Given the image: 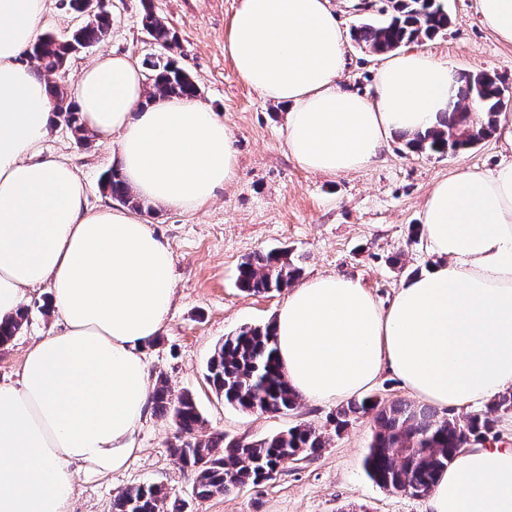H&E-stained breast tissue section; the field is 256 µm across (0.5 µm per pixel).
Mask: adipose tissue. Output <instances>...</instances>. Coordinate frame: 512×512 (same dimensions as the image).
<instances>
[{
	"label": "adipose tissue",
	"mask_w": 512,
	"mask_h": 512,
	"mask_svg": "<svg viewBox=\"0 0 512 512\" xmlns=\"http://www.w3.org/2000/svg\"><path fill=\"white\" fill-rule=\"evenodd\" d=\"M49 0H0V320L48 284L61 323L0 384V512H69L76 468L121 469L147 412L142 350L174 299L173 255L123 207L91 210L77 169L39 158L56 123L50 82L28 50ZM346 36L330 0H239L224 51L239 78L286 110L285 144L302 169L336 176L372 165L393 133L435 128L455 95L448 59L393 53L374 90L341 87ZM73 101L84 128L115 145L139 197L192 212L236 173L235 137L194 98L148 99L145 75L109 53L81 71ZM421 234L433 263L387 308L343 275L292 288L272 328L289 385L314 402L343 401L391 371L440 408L512 390V161L438 181ZM429 512H512V447L459 450Z\"/></svg>",
	"instance_id": "obj_1"
}]
</instances>
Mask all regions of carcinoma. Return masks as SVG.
Segmentation results:
<instances>
[{
	"instance_id": "cac0c4a2",
	"label": "carcinoma",
	"mask_w": 512,
	"mask_h": 512,
	"mask_svg": "<svg viewBox=\"0 0 512 512\" xmlns=\"http://www.w3.org/2000/svg\"><path fill=\"white\" fill-rule=\"evenodd\" d=\"M449 18L436 0H394L390 17L381 24L365 23L356 28L354 41L375 53L391 52L406 43H424L448 28ZM147 34L157 43L171 49L176 35L161 18L147 10L142 17ZM112 18L102 17L73 31L64 40L52 33L42 35L29 52L47 73L66 69L78 47H91L111 30ZM150 97L181 95L196 97L200 89L189 72L169 57L164 62L145 61ZM457 99L440 126L416 134L408 142L409 149L427 155L457 156L471 149L475 142L463 138L472 128L482 137L496 130V115L503 107L508 92L503 83L485 72H461L457 76ZM53 96L65 104L56 113L79 146L89 140L73 103L65 89L53 86ZM478 100L485 104V118L462 110V103ZM105 189L116 201L139 212L150 209L138 200L124 184L120 170L110 171ZM301 277V268L287 250L255 252L238 266L239 288L251 294L268 293L287 288ZM27 319L20 310L0 327V344L11 340ZM207 377L216 394L224 402L250 412L283 413L297 408L300 396L283 377L276 356L272 325L246 326L215 345L207 362ZM156 415L171 421L177 428V442L171 455L192 476L196 497L207 499L237 488L258 485L270 473L287 462L315 457L326 447V432L311 424H299L258 440L237 439L216 431L198 436L204 418L193 396L184 392L173 395L163 377H158L149 396ZM512 409V392L495 397L485 408L473 412L461 425L451 413H439L429 405L405 401L386 403L375 396L353 397L329 416L327 423L334 432L345 429L352 419L373 415L376 431L363 458V468L374 483L415 496L430 492L438 475L451 463L460 448L485 443L494 433L496 420L492 413ZM112 512H180L179 505L162 486L130 487L116 496Z\"/></svg>"
}]
</instances>
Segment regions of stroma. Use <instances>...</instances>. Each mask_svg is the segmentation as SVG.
I'll return each mask as SVG.
<instances>
[{
  "label": "stroma",
  "mask_w": 512,
  "mask_h": 512,
  "mask_svg": "<svg viewBox=\"0 0 512 512\" xmlns=\"http://www.w3.org/2000/svg\"><path fill=\"white\" fill-rule=\"evenodd\" d=\"M450 17L447 31L426 42V50L448 57L460 72H486L512 88V46L482 26L473 0H439ZM238 0H109L112 29L99 43L73 57L65 84L74 87L81 69L98 56L123 53L137 64L174 54L235 134L236 176L210 202L193 212L153 208L146 216L174 256L175 296L168 320L143 355L150 376L165 375L173 394L190 391L205 419L204 432L259 439L296 424L324 426L336 403L300 399L284 414L244 412L227 405L206 379L215 345L240 327L273 321L286 291L250 294L237 285L247 256L291 250L303 278L343 274L368 289L383 306L402 282L434 260L420 233L422 206L434 183L457 168L481 172L512 158L501 134L481 140L455 157L412 152L394 134L379 159L356 172L329 176L301 169L289 156L284 110L262 98L237 76L224 53V33ZM152 10L176 33L166 52L143 30ZM340 80L345 89L371 92L382 55L346 44ZM41 156L70 161L87 186L90 206H114L103 184L116 163L114 147L95 141L77 146L62 126L41 144ZM29 318L0 346V382H17L27 349L59 331L49 311V289H30L23 301ZM374 431L372 416L329 434L318 456L285 466L273 481L249 485L201 500L192 480L175 462L170 446L177 430L147 412L135 435L136 454L118 471H80L70 512H112V501L129 487L164 486L181 512H428L427 497L381 487L367 478L362 458Z\"/></svg>",
  "instance_id": "stroma-1"
}]
</instances>
